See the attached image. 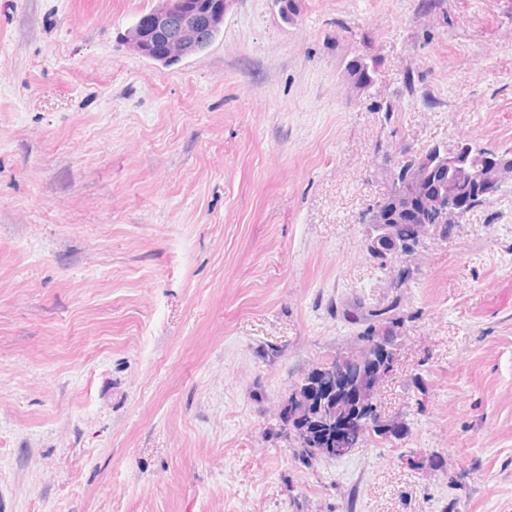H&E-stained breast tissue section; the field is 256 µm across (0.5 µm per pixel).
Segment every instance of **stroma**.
<instances>
[{
	"label": "stroma",
	"mask_w": 512,
	"mask_h": 512,
	"mask_svg": "<svg viewBox=\"0 0 512 512\" xmlns=\"http://www.w3.org/2000/svg\"><path fill=\"white\" fill-rule=\"evenodd\" d=\"M157 4L0 0V512H512V195L398 289L361 222L512 147V0H235L167 67L124 43ZM396 296L406 434L299 461L278 406ZM349 79L373 85L376 74V63L373 59L356 57L349 61L346 68Z\"/></svg>",
	"instance_id": "stroma-1"
}]
</instances>
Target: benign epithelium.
<instances>
[{
    "mask_svg": "<svg viewBox=\"0 0 512 512\" xmlns=\"http://www.w3.org/2000/svg\"><path fill=\"white\" fill-rule=\"evenodd\" d=\"M235 0H160V4L146 15L145 22H137L124 35L127 48L134 54L169 66L203 51L215 32L224 25V16ZM475 144L462 139L451 149L435 148L434 160L424 154L409 165L404 179H392V191L377 201L368 211L364 222L370 233L367 237V250L370 254L384 256L394 265L395 270H410L418 253H406L400 248L389 249L384 239L397 241L401 229L410 228V233L418 241H423L426 233L440 234L438 224H419L420 212L438 211L444 223L457 224L463 217L465 202L462 193L450 191L448 194L429 196L420 188L430 165H447L473 150ZM485 167L481 178V195L488 199L497 189L512 182V147L504 150H490L484 158ZM354 357L338 355L323 365L324 381H338L351 376ZM343 422L346 425L344 436L334 448L313 447L311 452L320 455L335 454L344 456L357 447L363 426L347 414L332 418H320L318 423Z\"/></svg>",
    "mask_w": 512,
    "mask_h": 512,
    "instance_id": "1",
    "label": "benign epithelium"
}]
</instances>
